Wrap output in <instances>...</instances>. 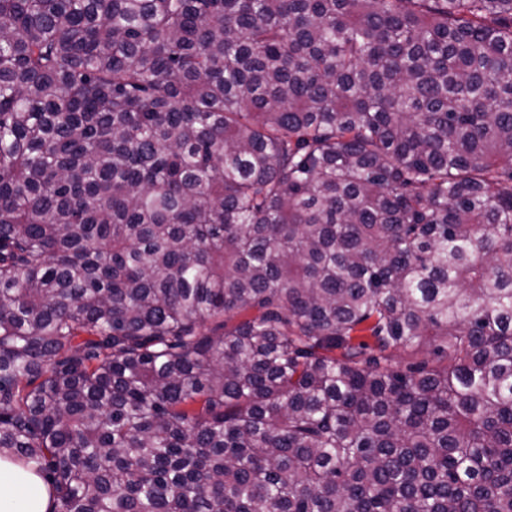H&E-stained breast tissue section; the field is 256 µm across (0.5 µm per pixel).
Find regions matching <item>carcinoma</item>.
I'll use <instances>...</instances> for the list:
<instances>
[{
  "mask_svg": "<svg viewBox=\"0 0 512 512\" xmlns=\"http://www.w3.org/2000/svg\"><path fill=\"white\" fill-rule=\"evenodd\" d=\"M0 449L51 512H512V0H0Z\"/></svg>",
  "mask_w": 512,
  "mask_h": 512,
  "instance_id": "obj_1",
  "label": "carcinoma"
}]
</instances>
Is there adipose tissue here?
Masks as SVG:
<instances>
[{"label":"adipose tissue","mask_w":512,"mask_h":512,"mask_svg":"<svg viewBox=\"0 0 512 512\" xmlns=\"http://www.w3.org/2000/svg\"><path fill=\"white\" fill-rule=\"evenodd\" d=\"M51 508L44 480L9 454L0 455V512H50Z\"/></svg>","instance_id":"ef3b65f1"}]
</instances>
